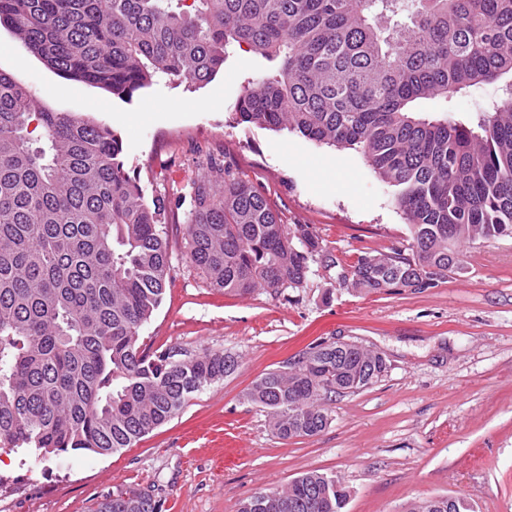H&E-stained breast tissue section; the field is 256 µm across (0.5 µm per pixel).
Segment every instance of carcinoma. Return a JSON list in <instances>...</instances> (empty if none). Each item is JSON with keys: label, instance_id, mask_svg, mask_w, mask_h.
Returning a JSON list of instances; mask_svg holds the SVG:
<instances>
[{"label": "carcinoma", "instance_id": "1", "mask_svg": "<svg viewBox=\"0 0 512 512\" xmlns=\"http://www.w3.org/2000/svg\"><path fill=\"white\" fill-rule=\"evenodd\" d=\"M0 26L60 76L126 100L158 74L209 83L234 44L269 62L238 122L360 149L407 220L410 253L361 255L342 276L357 293L432 287L464 271V248L512 236V0H0ZM482 83L502 96L464 119L412 110ZM122 152L111 127L38 103L0 71L1 449L129 448L238 367L229 352L141 342L171 278L168 203L147 197ZM187 236L191 265L226 294L297 288L323 250L228 163L193 182ZM387 369L376 351L318 344L247 397L278 437H311L332 396ZM141 497L119 492L98 512H161ZM346 501L312 471L238 512Z\"/></svg>", "mask_w": 512, "mask_h": 512}]
</instances>
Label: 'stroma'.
I'll list each match as a JSON object with an SVG mask.
<instances>
[{
    "mask_svg": "<svg viewBox=\"0 0 512 512\" xmlns=\"http://www.w3.org/2000/svg\"><path fill=\"white\" fill-rule=\"evenodd\" d=\"M266 66L237 48L207 85L160 75L122 100L57 75L0 29V70L41 104L110 126L123 140L125 170L147 195L170 198L172 279L142 340L239 357L232 375L132 447L44 459L0 450V512H95L126 489L159 500L162 512H237L255 492L312 470L345 488L344 512H406L446 495L475 512H512V238L467 248L464 272L431 288L348 290L339 273L360 254L408 248L406 221L361 152L237 123L239 97ZM500 94L483 84L417 109L460 118ZM211 161L249 178L285 224L310 225L320 237L323 253L300 287L225 294L191 266L187 196ZM339 338L383 352L387 374L327 402L321 433L278 438L246 389L309 345Z\"/></svg>",
    "mask_w": 512,
    "mask_h": 512,
    "instance_id": "stroma-1",
    "label": "stroma"
}]
</instances>
